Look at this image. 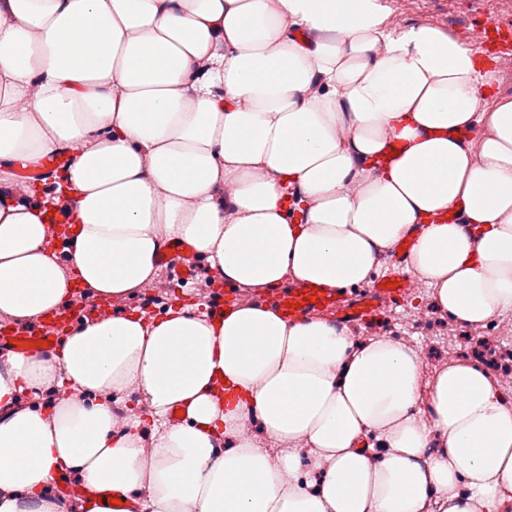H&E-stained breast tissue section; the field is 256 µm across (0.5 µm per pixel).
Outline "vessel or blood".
Instances as JSON below:
<instances>
[{
	"instance_id": "1",
	"label": "vessel or blood",
	"mask_w": 512,
	"mask_h": 512,
	"mask_svg": "<svg viewBox=\"0 0 512 512\" xmlns=\"http://www.w3.org/2000/svg\"><path fill=\"white\" fill-rule=\"evenodd\" d=\"M473 45L488 53L496 66L512 67V28H502L482 22L470 33ZM66 163L64 155L48 156L38 171L43 188L56 185ZM44 222L47 226V239L52 252L58 259H66L69 239L73 233L75 201L72 197L61 196L47 205ZM428 224L420 219L411 226L407 236L390 249L389 270L381 278L375 279L368 288L354 292L313 287L312 283L296 281L285 287L270 290L266 301L278 309L288 319L320 315L344 327L378 318L384 312L402 306L413 286V278L406 271V265L415 238L420 236ZM162 265L173 266L179 277L190 281L201 264V253L190 246H177L165 252ZM239 298L233 291L206 298L205 310L213 317L223 316L224 312L237 306ZM113 312L111 302H104L98 308L86 310L76 306L73 300H66L60 307L46 313L43 319L30 328L0 327V350L19 352L25 341H48V354H55V342L61 333L79 321L105 319Z\"/></svg>"
}]
</instances>
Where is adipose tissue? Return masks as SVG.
<instances>
[{
    "label": "adipose tissue",
    "instance_id": "ef3b65f1",
    "mask_svg": "<svg viewBox=\"0 0 512 512\" xmlns=\"http://www.w3.org/2000/svg\"><path fill=\"white\" fill-rule=\"evenodd\" d=\"M384 20L379 0H0V182L79 147L67 265L41 207L0 197V315L40 319L75 281L131 294L175 240L234 288L356 286L425 216L410 266L438 308L464 326L512 312V98L489 99L495 70L451 35ZM299 28L322 38L300 44ZM478 125V141L459 139ZM392 140L399 158L370 165ZM226 183L229 205L216 197ZM286 183L303 223L287 217ZM457 205L472 232L442 222ZM5 361L0 512H113L114 498L136 512L512 502V396L471 358L427 372L392 336L358 342L266 305L217 320L186 306L85 321L58 357ZM221 378L233 392L219 403ZM63 381L74 397L54 421L15 409L19 392ZM131 387L160 423L148 458L140 423L113 421L111 396ZM251 416L266 443L240 435ZM71 475L86 488L74 504L48 491Z\"/></svg>",
    "mask_w": 512,
    "mask_h": 512
}]
</instances>
